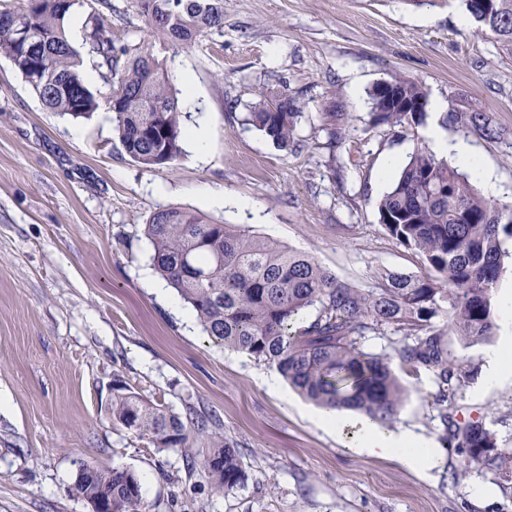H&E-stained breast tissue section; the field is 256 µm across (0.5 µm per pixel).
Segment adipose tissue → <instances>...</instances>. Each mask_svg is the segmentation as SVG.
<instances>
[{
  "label": "adipose tissue",
  "instance_id": "ef3b65f1",
  "mask_svg": "<svg viewBox=\"0 0 512 512\" xmlns=\"http://www.w3.org/2000/svg\"><path fill=\"white\" fill-rule=\"evenodd\" d=\"M431 140L437 155H453L458 163L469 170L480 181L489 194H496L497 186L490 172L483 168L471 147L462 141H451L435 126L425 132ZM323 430L339 435L352 436L355 451L371 458H397L402 464L413 469L433 467L438 452L421 436L405 429L389 431L380 427L366 416L349 417L334 410L321 411L316 417Z\"/></svg>",
  "mask_w": 512,
  "mask_h": 512
}]
</instances>
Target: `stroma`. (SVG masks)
Returning <instances> with one entry per match:
<instances>
[{
  "instance_id": "stroma-1",
  "label": "stroma",
  "mask_w": 512,
  "mask_h": 512,
  "mask_svg": "<svg viewBox=\"0 0 512 512\" xmlns=\"http://www.w3.org/2000/svg\"><path fill=\"white\" fill-rule=\"evenodd\" d=\"M112 39L146 37L137 0H112ZM461 0H224V32L164 51L169 72L194 81L182 101L184 140L172 165L148 169L126 153L112 115L44 110L0 56V512H92L74 488L79 464L134 472L149 512H512V488L447 447L427 372L398 369L410 392L389 430L409 429L441 456L430 470L356 453L314 422L315 405L288 384L272 391L267 364L224 349L167 285L144 235L149 217L179 206L211 221L311 254L362 287L388 272L423 274L421 258L391 237L378 203L389 156L429 147L435 120H373L369 92L400 76L430 99L486 113L488 138L468 142L512 201V57L493 34L474 35ZM285 89L312 119L280 148L246 121L258 89ZM342 114L336 147L314 115ZM461 375L448 408L480 421L512 448V383L484 389V343L447 339ZM177 414L220 420L242 455L244 485L218 491L180 450H160L113 425L116 385Z\"/></svg>"
}]
</instances>
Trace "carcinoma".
Segmentation results:
<instances>
[{
    "mask_svg": "<svg viewBox=\"0 0 512 512\" xmlns=\"http://www.w3.org/2000/svg\"><path fill=\"white\" fill-rule=\"evenodd\" d=\"M153 40L131 49L112 44V0H98L81 47L70 42L65 22L75 0H25L0 17V55L11 60L49 112L89 119L105 109L113 114L117 137L127 154L146 168H160L183 153L182 108L157 47L190 46L224 29V0H139ZM477 31L496 35L512 54V0H494L492 21L477 17L474 0H462ZM102 70L106 85L87 87L85 58ZM392 93L403 112L386 104L373 88L375 120L398 126L422 121L428 93L415 80L394 77ZM300 100L288 93L260 90L247 121L282 148L294 143L305 116ZM486 135L497 134L481 112H452ZM380 222L400 244L422 256L420 276L390 273L363 288L342 280L310 254L260 237L250 230L220 224L180 207L154 212L145 235L160 275L195 310L203 331L227 350L242 351L277 370L306 400L329 410L351 409L373 421H391L407 391L392 363L432 376L446 441L469 461L505 475L512 473V450L498 446L495 433L479 421L448 420L458 368L449 359L445 336L471 343L492 336V294L512 260V203L482 195L471 177L419 148L394 176L378 205ZM315 318L303 323L306 311ZM393 329L400 339L385 351L366 352L367 334ZM112 422L158 449L178 448L195 464L194 448L210 444L203 467L215 487L231 491L247 479L241 453L219 432L218 424L195 415L176 414L132 391L112 399ZM75 491L88 503L112 500V512H147L137 475L127 469H101L83 478Z\"/></svg>",
    "mask_w": 512,
    "mask_h": 512,
    "instance_id": "carcinoma-1",
    "label": "carcinoma"
}]
</instances>
